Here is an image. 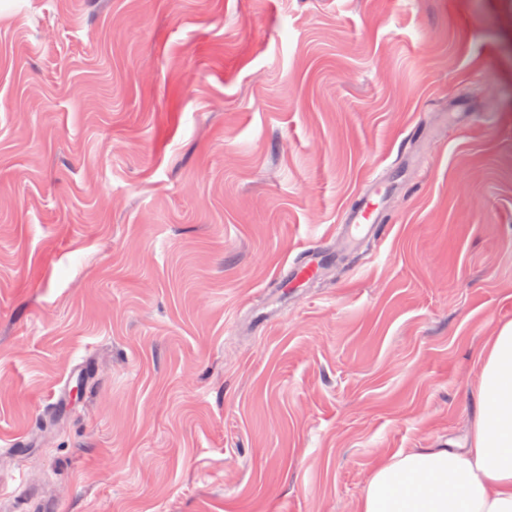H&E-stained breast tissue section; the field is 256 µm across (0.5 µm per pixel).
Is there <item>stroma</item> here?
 Instances as JSON below:
<instances>
[{
  "label": "stroma",
  "mask_w": 512,
  "mask_h": 512,
  "mask_svg": "<svg viewBox=\"0 0 512 512\" xmlns=\"http://www.w3.org/2000/svg\"><path fill=\"white\" fill-rule=\"evenodd\" d=\"M381 170L388 233L344 253ZM314 244L343 261L271 301ZM510 321L512 0H0L8 484L352 512L379 455L464 441Z\"/></svg>",
  "instance_id": "obj_1"
}]
</instances>
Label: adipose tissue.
<instances>
[{
	"instance_id": "ef3b65f1",
	"label": "adipose tissue",
	"mask_w": 512,
	"mask_h": 512,
	"mask_svg": "<svg viewBox=\"0 0 512 512\" xmlns=\"http://www.w3.org/2000/svg\"><path fill=\"white\" fill-rule=\"evenodd\" d=\"M477 368L464 446L382 457L355 512H512V322L488 337Z\"/></svg>"
}]
</instances>
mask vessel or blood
I'll return each instance as SVG.
<instances>
[{
  "mask_svg": "<svg viewBox=\"0 0 512 512\" xmlns=\"http://www.w3.org/2000/svg\"><path fill=\"white\" fill-rule=\"evenodd\" d=\"M385 181L381 175L371 174L366 190L362 191L356 204L345 210L336 229L345 248L358 249L368 238H384L388 226L384 222L382 190ZM325 269L324 257L318 247H308L303 256L284 262L276 277L282 284L308 283L321 278Z\"/></svg>",
  "mask_w": 512,
  "mask_h": 512,
  "instance_id": "1",
  "label": "vessel or blood"
}]
</instances>
